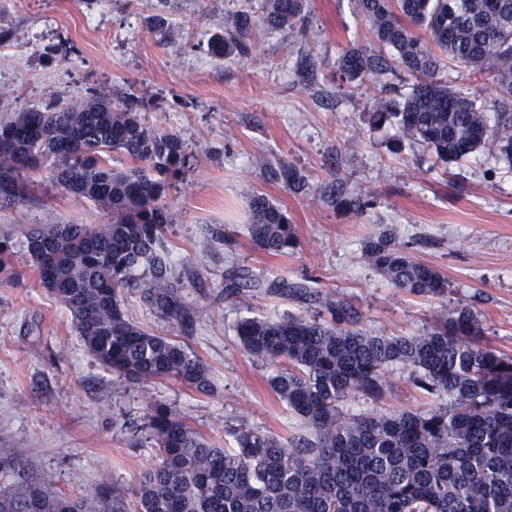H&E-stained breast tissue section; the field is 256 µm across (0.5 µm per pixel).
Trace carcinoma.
I'll list each match as a JSON object with an SVG mask.
<instances>
[{
	"label": "carcinoma",
	"instance_id": "carcinoma-1",
	"mask_svg": "<svg viewBox=\"0 0 512 512\" xmlns=\"http://www.w3.org/2000/svg\"><path fill=\"white\" fill-rule=\"evenodd\" d=\"M306 0H252L236 12V34L216 37L217 57L247 55L256 23L304 30ZM376 46H351L338 58L344 84L369 81L372 125L386 124L458 163L490 148L512 165V0H356ZM471 68L494 86L493 115L479 97L448 85L445 62ZM414 78L406 94L386 77ZM121 152L136 166L107 165ZM184 141L149 129L139 113L98 94L0 118V207L26 200V178L46 169L54 184L110 217L106 224H35L24 234L40 285L69 311L75 331L118 383L173 379L202 394L211 373L187 346L136 322L122 295L143 289L156 316L191 331L204 314L183 300L163 236L173 216L167 190L187 171ZM248 233L274 256L298 245L286 212L263 194L249 199ZM16 242L0 235V274L12 280ZM363 256L393 287L416 296L447 293L433 267L412 259L384 230ZM227 293L248 289L305 298L285 279L265 283L236 271ZM330 319L288 315L244 318L234 326L245 352L276 366L268 384L308 433L288 442L260 430L233 432L221 448L166 406L151 408L148 429L159 462L131 491L102 483L67 495L51 489L23 456L0 452V512H512V356L484 339L469 306L437 314L418 336L358 327L352 308L327 303ZM401 364L413 385L437 402L426 411L343 415L341 403L383 393L385 370Z\"/></svg>",
	"mask_w": 512,
	"mask_h": 512
}]
</instances>
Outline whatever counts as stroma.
Returning <instances> with one entry per match:
<instances>
[{"label": "stroma", "instance_id": "1", "mask_svg": "<svg viewBox=\"0 0 512 512\" xmlns=\"http://www.w3.org/2000/svg\"><path fill=\"white\" fill-rule=\"evenodd\" d=\"M240 0H0V110L42 109L110 90L152 129L180 135L191 167L168 192L174 222L165 245L183 275L186 303L203 308L192 333L152 315L140 289L123 294L130 316L178 339L209 366L204 395L174 381L114 382L80 342L71 316L33 271L0 277V449L23 453L64 493L105 482L131 487L155 464L147 414L164 405L212 441L232 428L287 440L299 419L267 380L271 364L248 356L234 331L246 317L325 314L341 300L372 334L420 335L441 310L477 311L485 339L512 355V169L481 150L444 168L394 130L371 128L364 110L373 83L350 88L336 74L347 46H372L354 0H307V31L254 27L246 56L218 59L214 35L233 27ZM165 11L184 24L177 43L150 26ZM305 177L301 189L282 166ZM285 210L299 245L276 257L246 226L252 194ZM362 196L363 214L342 199ZM92 203L62 192L49 172L32 175L28 201L0 207V230L30 224H103ZM392 230L400 248L448 281L441 297L401 293L362 255L367 238ZM265 282L306 285L310 299L265 293L229 296L237 268ZM433 402L394 365L379 398L343 402L344 415L421 411Z\"/></svg>", "mask_w": 512, "mask_h": 512}]
</instances>
